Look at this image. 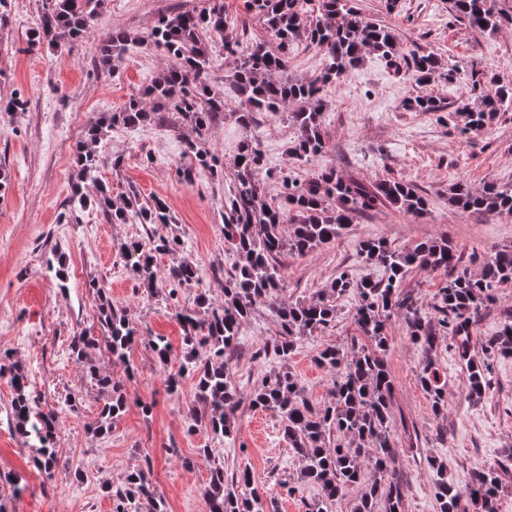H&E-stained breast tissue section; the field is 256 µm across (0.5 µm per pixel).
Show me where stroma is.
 I'll return each instance as SVG.
<instances>
[{"mask_svg": "<svg viewBox=\"0 0 512 512\" xmlns=\"http://www.w3.org/2000/svg\"><path fill=\"white\" fill-rule=\"evenodd\" d=\"M210 0H101L90 32L72 51L30 50L28 36L36 28L42 0H9V17L0 24V98L18 92L26 107L0 112V351L9 352L39 395L38 410L53 413L57 451L63 464L54 478L35 463L32 438L15 431L9 419L13 391L0 381V476H18L22 491L7 500V512H112L100 493L102 483L121 485L128 472L152 463L154 490L169 512H205L203 490L209 479L206 463L196 451L208 442L205 432H189L188 407L196 400L193 379L182 382L179 398H171L164 372L153 353L135 344L125 361L93 349L90 364L75 362L70 338L89 326L97 307L92 283L107 288L123 306L141 335L164 336L181 345V329L165 311L162 297L144 296L119 259L123 242L144 237L184 239V259L194 263L199 287L213 303L224 293L211 268L227 263L224 251L225 182L198 173L194 184L178 180L187 125L154 122L137 127L117 124L108 131V146L99 178L112 197L123 201L137 190L144 201L161 198L175 218L171 224L144 227L136 219L111 223L95 206L66 216L77 181L73 154L88 128L111 112L120 111L132 93L150 84L166 66L160 51L129 45L113 68L98 61L99 44L116 31L146 33L157 15L174 6L202 9ZM368 17L390 27L397 37L400 59L390 65L375 54L342 82L324 88L325 153L314 161L291 154L293 129L285 113L257 114L244 129L232 110L215 121L206 139L227 177L245 138L259 144L272 178L268 198L277 201L283 176L304 181L328 169L344 177L372 183L395 178L414 186L427 200L417 216L381 208L355 217L336 241L300 256L278 257L286 280L287 301L308 300L341 271L357 280L384 278L382 267L366 262L359 245L386 238L392 247L408 250L417 243L449 238L462 264L479 273L484 259L500 249L512 250V216L473 215L448 203L449 189L463 182L479 189L485 183L512 185V110L499 113L488 133L462 134V109L476 103L470 72L512 85V24L494 33L469 28L452 9L451 0H356ZM432 53L440 67L428 82L416 81L408 69L410 52ZM419 96L441 100L440 112H418L410 103ZM121 157L113 166L112 157ZM65 262V283H58L51 262ZM354 299L337 300L332 326L300 342L288 361L307 397L327 404L333 374L319 369L315 354L328 345L361 347L366 339L352 322ZM277 324L257 307L241 328V347L231 362V379L246 396L272 359L253 353L274 336ZM387 354L393 378L391 412L397 427L399 454L394 468L402 483L403 512H437L434 474L426 463L435 455L448 467V479L463 486L473 469L503 463L500 512H512V355L492 359V388L480 402L466 395L467 362L448 340H440L435 360L447 383L448 403L434 414L416 378L417 352L401 323L390 329ZM127 392L125 412L108 435L90 429L106 394L91 381L88 365ZM152 407L143 414L142 404ZM224 466L248 468L254 487L273 501L276 512H307L313 488L300 484L299 464L285 442L278 417L252 408L246 399L236 413L232 436L224 442ZM81 471L82 481L69 479Z\"/></svg>", "mask_w": 512, "mask_h": 512, "instance_id": "stroma-1", "label": "stroma"}]
</instances>
